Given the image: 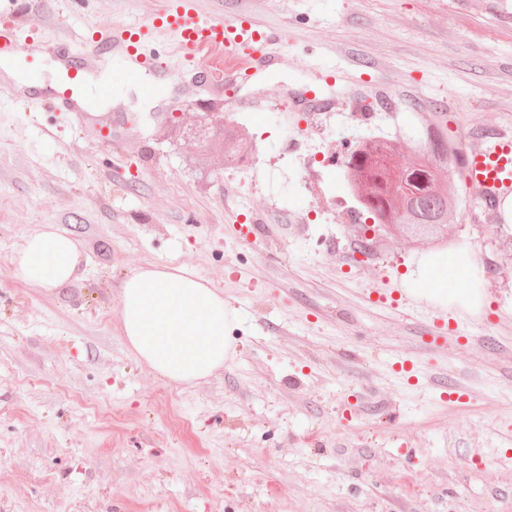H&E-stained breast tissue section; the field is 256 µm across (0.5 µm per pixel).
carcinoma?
<instances>
[{
	"label": "carcinoma",
	"instance_id": "cac0c4a2",
	"mask_svg": "<svg viewBox=\"0 0 512 512\" xmlns=\"http://www.w3.org/2000/svg\"><path fill=\"white\" fill-rule=\"evenodd\" d=\"M196 149H208L220 142L224 161L233 162L248 150L242 138L227 136L222 127H208L185 136ZM396 150L391 145L374 142L357 145L345 156L344 164L350 174L349 187L357 193L358 202L376 224H402L411 234H425L448 223V194L437 187L436 162L448 160V138L441 130L426 133L424 153L409 164H391ZM416 176L426 181L419 193L410 200L390 189L399 175Z\"/></svg>",
	"mask_w": 512,
	"mask_h": 512
}]
</instances>
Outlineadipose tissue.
I'll return each mask as SVG.
<instances>
[{
	"label": "adipose tissue",
	"mask_w": 512,
	"mask_h": 512,
	"mask_svg": "<svg viewBox=\"0 0 512 512\" xmlns=\"http://www.w3.org/2000/svg\"><path fill=\"white\" fill-rule=\"evenodd\" d=\"M81 261L77 243L58 224L27 236L11 258L17 279L46 291L79 281ZM230 326L223 292L184 267L150 264L122 282L120 332L137 358L168 382L197 383L222 367Z\"/></svg>",
	"instance_id": "adipose-tissue-1"
}]
</instances>
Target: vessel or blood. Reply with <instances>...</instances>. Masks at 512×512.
<instances>
[{
  "instance_id": "1",
  "label": "vessel or blood",
  "mask_w": 512,
  "mask_h": 512,
  "mask_svg": "<svg viewBox=\"0 0 512 512\" xmlns=\"http://www.w3.org/2000/svg\"><path fill=\"white\" fill-rule=\"evenodd\" d=\"M167 36L175 43L174 51L155 45ZM72 55L65 65L57 88L46 99L33 98L32 108L72 109L82 90L77 83L80 71L106 58L118 66L126 79L135 81L141 69L170 75L179 63L207 60L212 47L225 55L241 58L240 67L228 70L226 80L248 75L253 63L283 48L280 34L261 28L249 18L231 20L201 16L193 0H165L163 7L147 25L114 30L110 37L92 41L87 37L66 39ZM460 175L485 211L496 212L503 195L512 192V131H501L489 140L464 147Z\"/></svg>"
}]
</instances>
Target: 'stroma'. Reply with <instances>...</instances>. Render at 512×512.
<instances>
[{
    "instance_id": "1",
    "label": "stroma",
    "mask_w": 512,
    "mask_h": 512,
    "mask_svg": "<svg viewBox=\"0 0 512 512\" xmlns=\"http://www.w3.org/2000/svg\"><path fill=\"white\" fill-rule=\"evenodd\" d=\"M281 33L285 56L222 86L175 71L99 115L0 96V512H512V233L458 174L439 234L342 223L339 161L368 137L414 158L426 126L449 152L512 130V0H196ZM162 0H0L29 35L140 24ZM342 68L335 86L323 66ZM318 87L327 108L300 111ZM247 125L228 168L180 142L181 115ZM43 224L78 240L85 274L48 292L11 255ZM447 288L423 280L440 254ZM150 263L224 293L223 367L169 383L126 346L119 292ZM399 300L372 302V293ZM469 336L429 343L436 318ZM466 392L442 402L443 387Z\"/></svg>"
}]
</instances>
